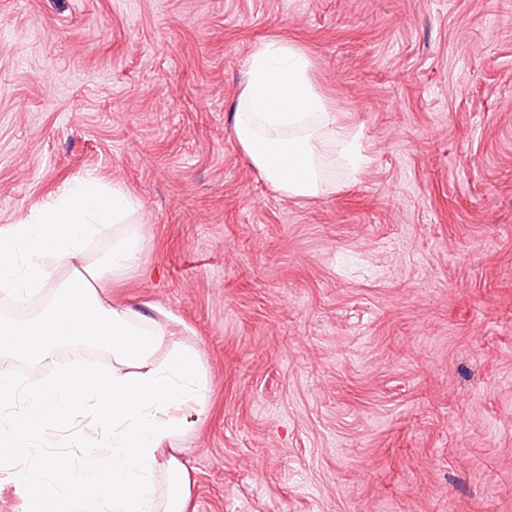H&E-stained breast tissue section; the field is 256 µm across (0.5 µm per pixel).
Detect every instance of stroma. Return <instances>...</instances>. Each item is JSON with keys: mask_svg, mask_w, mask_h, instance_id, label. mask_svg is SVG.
Segmentation results:
<instances>
[{"mask_svg": "<svg viewBox=\"0 0 512 512\" xmlns=\"http://www.w3.org/2000/svg\"><path fill=\"white\" fill-rule=\"evenodd\" d=\"M271 39L361 131L335 192L232 133ZM89 172L152 240L113 300L203 357L195 512H512V0H0V226Z\"/></svg>", "mask_w": 512, "mask_h": 512, "instance_id": "stroma-1", "label": "stroma"}]
</instances>
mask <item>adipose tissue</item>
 Here are the masks:
<instances>
[{"mask_svg": "<svg viewBox=\"0 0 512 512\" xmlns=\"http://www.w3.org/2000/svg\"><path fill=\"white\" fill-rule=\"evenodd\" d=\"M312 61L285 40L257 44L231 114L236 140L272 189L286 197L335 191L325 170L335 157L366 162L359 132L342 123L311 80ZM140 209L119 186L84 176L63 183L16 223L0 228V290L26 301L52 274L68 278L36 317L0 319V352L28 362L26 381L0 373V471H32L17 486L26 512H190L186 449L175 447L183 413L204 414L207 388L201 355L174 339L165 313L112 301L107 284L141 271L149 238L131 231ZM111 236L105 265L82 261L91 240ZM84 343L107 349L112 369L98 374L63 366L54 380L40 366L55 348ZM163 360H156L157 351ZM102 427L109 453L73 469L63 454L35 455L49 428L65 429L79 410Z\"/></svg>", "mask_w": 512, "mask_h": 512, "instance_id": "1", "label": "adipose tissue"}]
</instances>
